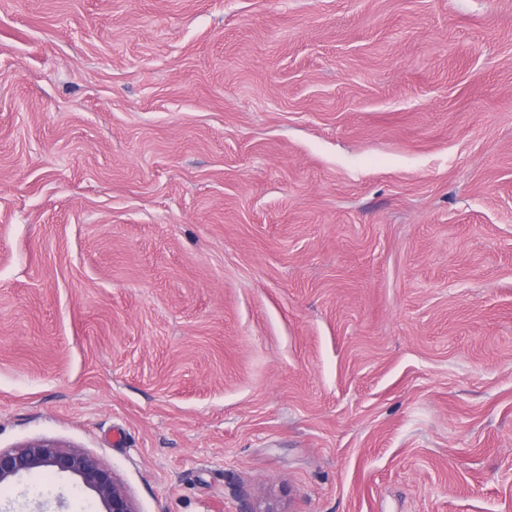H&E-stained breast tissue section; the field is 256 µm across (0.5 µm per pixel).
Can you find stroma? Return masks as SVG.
Segmentation results:
<instances>
[{"label":"stroma","instance_id":"35a3bbf8","mask_svg":"<svg viewBox=\"0 0 512 512\" xmlns=\"http://www.w3.org/2000/svg\"><path fill=\"white\" fill-rule=\"evenodd\" d=\"M35 439L138 512H512V0H0Z\"/></svg>","mask_w":512,"mask_h":512}]
</instances>
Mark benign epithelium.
I'll return each instance as SVG.
<instances>
[{"label":"benign epithelium","instance_id":"benign-epithelium-1","mask_svg":"<svg viewBox=\"0 0 512 512\" xmlns=\"http://www.w3.org/2000/svg\"><path fill=\"white\" fill-rule=\"evenodd\" d=\"M37 471L75 477L97 496L103 512H137L131 496L113 473L82 448L37 439L11 450H0V485Z\"/></svg>","mask_w":512,"mask_h":512}]
</instances>
